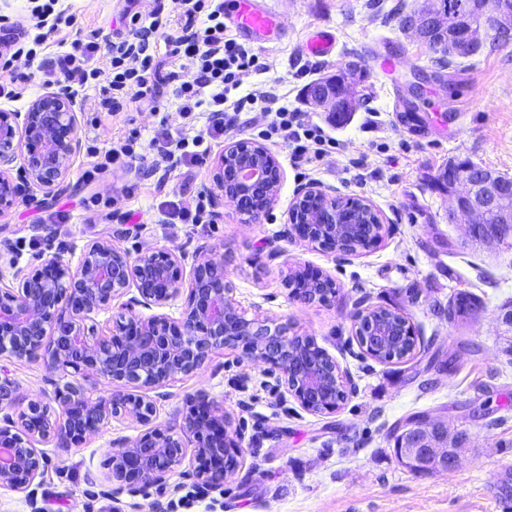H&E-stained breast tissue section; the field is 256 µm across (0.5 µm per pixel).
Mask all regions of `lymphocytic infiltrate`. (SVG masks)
I'll use <instances>...</instances> for the list:
<instances>
[{
	"label": "lymphocytic infiltrate",
	"instance_id": "f902f5d3",
	"mask_svg": "<svg viewBox=\"0 0 512 512\" xmlns=\"http://www.w3.org/2000/svg\"><path fill=\"white\" fill-rule=\"evenodd\" d=\"M37 34L27 44L25 60L35 63L45 54L48 35L59 26H72L74 16L59 10V0H29ZM186 18L180 32H173L171 19L156 10L150 22L132 30L120 41L99 43L97 31H90L74 51L58 53L48 69L57 81L74 82L87 89L109 95L113 111L123 105L152 96L158 84L173 85L177 110L188 120L205 118L204 130L194 137L163 132L154 157L137 152L133 143L106 149L104 162L124 166L133 162L151 167L177 164L195 167L203 163L204 145L223 141L225 135L240 131L242 113L262 102V136L286 142L295 166L302 171L317 169L333 137L317 124L306 121L302 113L280 105L271 92L240 94L242 78L255 71L257 54L253 48L231 38L224 23V0H181ZM165 42L175 56L182 58L180 70L162 72L156 59L158 42ZM102 54L107 68L93 66L91 59Z\"/></svg>",
	"mask_w": 512,
	"mask_h": 512
}]
</instances>
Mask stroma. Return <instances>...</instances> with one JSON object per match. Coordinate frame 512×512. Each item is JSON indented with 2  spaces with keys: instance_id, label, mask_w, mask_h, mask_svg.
I'll return each mask as SVG.
<instances>
[{
  "instance_id": "obj_1",
  "label": "stroma",
  "mask_w": 512,
  "mask_h": 512,
  "mask_svg": "<svg viewBox=\"0 0 512 512\" xmlns=\"http://www.w3.org/2000/svg\"><path fill=\"white\" fill-rule=\"evenodd\" d=\"M279 31L261 45L266 70L244 76L241 90H274L281 104L305 113L340 144L319 170L300 177L288 148L266 146L277 159L282 188L260 220L246 221L230 204L210 194L215 159L212 145L201 166L190 171L113 167L87 177L90 145L107 147L136 140L155 154L152 141L161 121L182 127L176 110L161 114L144 98L126 111L106 112L90 91L76 96L83 148L70 164L60 191L46 197L20 171L16 207L0 216V276L10 263L36 269L47 251L78 259L100 238L134 255L153 247L173 250L191 271L201 247L224 256L234 298L247 317L287 322L335 359L351 383L333 411L313 413L283 386L279 372L243 356L240 350L214 353L202 367L178 377L156 399L158 423L179 426L191 400L209 395L242 436V464L222 489L203 488L190 475L174 477L166 492L132 497L108 494V454L134 440L140 424L117 416L75 448L37 443L45 468L25 491L0 487V512H495L487 492L512 479V333L497 323L512 308V252L465 242L462 224L450 222V198L436 176L450 162L470 160L512 177V40L483 29V47L473 57L439 68L429 46L403 29L401 18L417 14L427 0H267ZM125 0H63L77 17L76 29L61 32L72 50L78 31L95 29L101 38L128 33ZM328 27L337 38L335 56L315 59L303 52L309 31ZM406 60L423 76L418 90L406 80L390 81L377 59ZM366 68L355 112L342 124L308 104L307 86L348 64ZM360 168H352L351 160ZM315 182L340 197H363L384 225L381 243L340 257L290 240L286 224L296 191ZM206 205L203 224H179L176 208ZM319 272L336 286L326 303L292 295L291 273ZM479 297L482 306L469 324L448 318L457 291ZM401 308L415 329V356L383 363L367 355L353 331L359 309ZM23 398H38L51 418L60 409L55 391L63 376L42 361L0 355ZM423 412L466 429L469 441L453 470L416 474L394 454L392 432Z\"/></svg>"
}]
</instances>
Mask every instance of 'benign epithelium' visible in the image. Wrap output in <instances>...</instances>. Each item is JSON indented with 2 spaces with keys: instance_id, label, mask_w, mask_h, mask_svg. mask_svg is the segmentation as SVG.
<instances>
[{
  "instance_id": "benign-epithelium-1",
  "label": "benign epithelium",
  "mask_w": 512,
  "mask_h": 512,
  "mask_svg": "<svg viewBox=\"0 0 512 512\" xmlns=\"http://www.w3.org/2000/svg\"><path fill=\"white\" fill-rule=\"evenodd\" d=\"M442 0H434L413 17L407 29L425 38L443 24ZM462 40L454 43L459 53L482 45L481 29L491 24L500 35L512 38V0H469L457 15ZM356 100L355 83L330 76L314 86L309 102L330 112H350ZM82 146L78 134L77 102L66 89L45 92L32 99L20 114L0 109V215L17 204L18 189L11 171L23 160L25 176L46 193L63 183L70 161ZM213 189L235 208L248 203L247 220L257 221L277 199L281 171L273 154L261 143L233 140L215 163ZM448 192L452 196L449 217L465 224V239L473 245H499L496 237H481L476 231L489 212L499 214V223L512 224V177L489 169L472 172L464 165L454 175ZM289 237L340 256L338 234L355 233L358 222L336 207V196L320 185L299 188L288 212ZM15 285L0 284V354L22 359H40L53 371L73 376L56 393L62 418L51 419L41 401L30 399L20 410L18 425L0 426V449L9 451L0 464V486L28 488L42 474L44 460L34 443L51 442L71 448L95 434L110 417L125 414L146 426L134 440L110 452L114 497L136 496L145 489L167 488L169 478L181 467L187 448L195 462L193 477L212 489L238 470L241 436L232 428L230 416L206 395L197 397L198 408L176 433L154 423V401L116 391L93 396L83 380L104 378L114 384L160 390L181 375L201 369L213 353L239 348L250 359L279 371L288 391L314 413L339 407L336 392L346 393L347 382L336 361L325 351L303 364L293 363L294 347L308 337L298 336L286 323L269 326L248 320L233 298V286L224 271V260L204 249L183 281L181 257L173 251L145 248L132 258L108 239L90 242L77 264L54 253L35 271L15 269ZM188 285L186 309L177 319L164 313L147 318L122 314L106 335L95 332L94 316L112 301L130 291L128 304L147 309L164 308ZM307 302H325L336 295L333 282L310 280ZM20 403L14 382L0 372V407ZM448 435L447 422L427 418L409 421L398 433L403 457L423 458L448 471L460 462L459 448L434 437Z\"/></svg>"
}]
</instances>
